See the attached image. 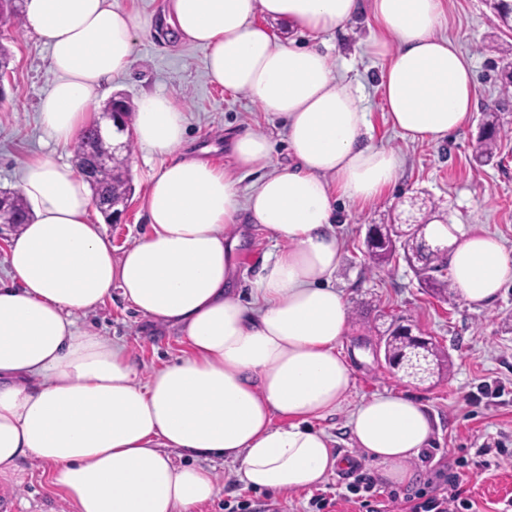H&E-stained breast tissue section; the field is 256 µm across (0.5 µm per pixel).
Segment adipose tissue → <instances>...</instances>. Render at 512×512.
Returning a JSON list of instances; mask_svg holds the SVG:
<instances>
[{"instance_id": "adipose-tissue-1", "label": "adipose tissue", "mask_w": 512, "mask_h": 512, "mask_svg": "<svg viewBox=\"0 0 512 512\" xmlns=\"http://www.w3.org/2000/svg\"><path fill=\"white\" fill-rule=\"evenodd\" d=\"M370 8L379 32L367 49L388 61L378 90L392 127L444 142L471 114L474 71L439 33L443 0ZM360 11L359 0H166L161 28L205 47L213 84L283 120L290 161L273 168L270 140L245 131L229 135L233 166L219 168L188 148L186 114L169 94H141L133 133L167 162L148 180L149 231L123 251L94 223L79 169L49 154L25 162L20 190L33 218L0 282V480L34 459L76 512H198L220 492L218 460L245 487L272 492L333 474L332 440L311 422L353 385L348 304L332 283L334 202L376 200L402 160L373 143L362 88L333 75L327 46L278 40L257 18L317 37ZM23 18L54 75L41 127L55 147L73 148L93 103L131 68L143 25L112 0H24ZM240 172L260 176L245 198ZM243 224L282 243L249 302L236 283ZM429 238L447 243L450 282L471 304L489 305L512 280V252L498 238L454 224L431 225ZM115 287L151 323L182 334L187 349L174 363L142 376L122 343L79 325ZM277 413L287 425H274ZM348 427L394 483L412 478L411 462L433 443L427 408L408 393L362 400Z\"/></svg>"}]
</instances>
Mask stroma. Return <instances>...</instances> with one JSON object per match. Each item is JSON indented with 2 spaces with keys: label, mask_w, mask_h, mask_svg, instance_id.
Listing matches in <instances>:
<instances>
[{
  "label": "stroma",
  "mask_w": 512,
  "mask_h": 512,
  "mask_svg": "<svg viewBox=\"0 0 512 512\" xmlns=\"http://www.w3.org/2000/svg\"><path fill=\"white\" fill-rule=\"evenodd\" d=\"M443 6L442 34L456 41L474 61L475 108L467 124L441 144L412 142L392 129L377 90L387 62L365 51L366 41L377 30L370 11H363L345 29L328 37L334 74L364 88L375 144L393 149L403 164L396 186L377 200L365 205L345 200L337 204L335 230L343 250L333 284L349 306L346 347L357 350L358 356L346 401L336 412L314 420L313 426L331 436L334 453L353 456L358 468L375 476L376 493L387 501L388 512H401L399 503L390 502L392 494L419 489L444 492L448 471L454 467L464 488L457 512H506L512 505V281L490 306L476 307L456 289L439 297L421 288L405 263L391 264L382 271L372 269L365 247L369 225L397 223L407 201L421 196L433 200L449 223L465 231L494 234L512 250V93H504L500 82L502 69L512 67V31H499L488 0H443ZM0 45L12 56L10 77L0 83V189L15 190L23 164L46 151L39 108L53 75L47 45L26 27L0 23ZM206 54L200 45L170 46L156 35H141L130 73L113 79L105 97L120 98L132 106L143 92L163 89L183 107L190 143L209 147L208 158L213 163L231 164L223 149L228 132L254 131L273 142L274 166L287 164L282 119L261 109L247 95L228 93L211 84L205 71ZM501 103L506 106L499 111L501 121L509 132L501 137L493 162L476 164L473 153L484 115L498 111ZM133 154L141 162L127 169L132 194L123 223L108 224L100 212L92 214L117 249L129 247L146 233L143 202L148 174L163 164L161 157L146 156L142 148H135ZM244 239L238 284L247 298L262 257L274 252L276 241L252 225L247 226ZM394 316L407 317L439 344L448 358L442 375L414 380L390 369L383 357L375 355L378 333ZM77 321L94 327L105 339L123 343L146 375L185 349L176 330L152 327L117 288L96 311L78 316ZM486 384L498 387V394L468 404L466 395ZM384 391L416 396L426 405L435 428L433 447L412 461V479L400 484L377 478L376 468L355 447L347 427L355 404ZM484 444L494 449L485 466L476 455ZM21 468L20 482L0 484V512H75L74 505L50 483L43 464L27 460ZM214 476L221 492L201 506L200 512H224L225 504L242 501L253 508L272 504L278 512H310L311 498L320 493L336 497V512H357L345 500L352 481L347 473L337 471L316 486L284 493L245 488L237 482L232 466L220 461L214 465Z\"/></svg>",
  "instance_id": "1"
}]
</instances>
